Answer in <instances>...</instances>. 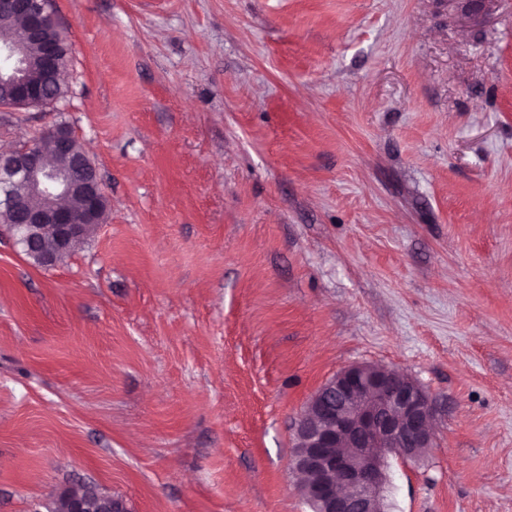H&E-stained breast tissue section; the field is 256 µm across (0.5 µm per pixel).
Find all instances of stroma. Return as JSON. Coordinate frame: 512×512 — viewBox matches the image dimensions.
<instances>
[{"mask_svg":"<svg viewBox=\"0 0 512 512\" xmlns=\"http://www.w3.org/2000/svg\"><path fill=\"white\" fill-rule=\"evenodd\" d=\"M106 218L0 234V512H311L292 424L353 364L438 401L387 512H512V0H52ZM52 508L57 512H126L122 499L96 489H68L59 494Z\"/></svg>","mask_w":512,"mask_h":512,"instance_id":"obj_1","label":"stroma"}]
</instances>
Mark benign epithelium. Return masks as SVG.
Listing matches in <instances>:
<instances>
[{
    "mask_svg": "<svg viewBox=\"0 0 512 512\" xmlns=\"http://www.w3.org/2000/svg\"><path fill=\"white\" fill-rule=\"evenodd\" d=\"M26 18L25 42L43 45L42 68L60 71L57 42H45L49 6L39 12L29 0H0ZM19 44L1 43L0 57L13 60V79L7 105L42 108L47 103L41 85L28 79ZM53 147L48 157L42 146L29 142L0 155V168L18 178L20 190L7 206L20 223L14 225L19 243L48 268L71 254L103 223L104 190L97 169L85 153L73 149L66 129L44 133ZM78 197L80 210L69 201ZM52 244L41 246L45 235ZM437 406L435 399L410 376L395 369L368 364L350 366L327 381L310 399L295 426L289 468L305 482V492L317 512H381L389 482L391 454L414 458L431 447ZM57 512H127L123 500L95 489H68L53 502Z\"/></svg>",
    "mask_w": 512,
    "mask_h": 512,
    "instance_id": "7a95c632",
    "label": "benign epithelium"
}]
</instances>
